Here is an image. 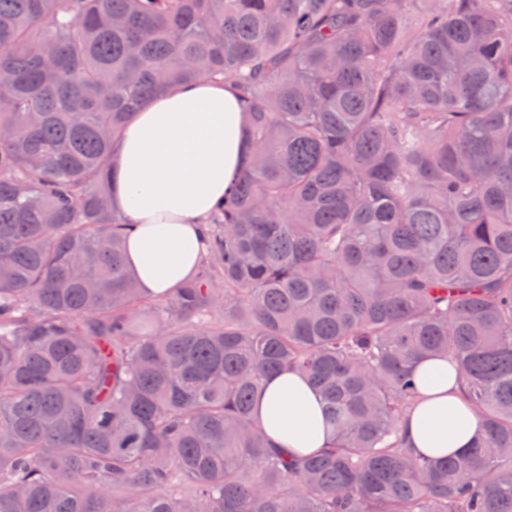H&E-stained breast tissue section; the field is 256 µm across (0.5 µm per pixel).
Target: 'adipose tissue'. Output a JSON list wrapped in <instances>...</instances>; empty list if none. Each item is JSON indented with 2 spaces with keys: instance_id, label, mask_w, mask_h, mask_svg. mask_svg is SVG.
<instances>
[{
  "instance_id": "1",
  "label": "adipose tissue",
  "mask_w": 512,
  "mask_h": 512,
  "mask_svg": "<svg viewBox=\"0 0 512 512\" xmlns=\"http://www.w3.org/2000/svg\"><path fill=\"white\" fill-rule=\"evenodd\" d=\"M242 105L223 82L202 79L147 102L126 127L112 161V205L132 228L125 259L145 297L161 299L192 278L203 224L244 168ZM419 394L402 422L415 453L462 454L478 437L477 419L450 362L415 367ZM270 442L302 456L329 438L315 390L296 371L268 378L254 403Z\"/></svg>"
}]
</instances>
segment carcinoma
Masks as SVG:
<instances>
[{
  "label": "carcinoma",
  "instance_id": "cac0c4a2",
  "mask_svg": "<svg viewBox=\"0 0 512 512\" xmlns=\"http://www.w3.org/2000/svg\"><path fill=\"white\" fill-rule=\"evenodd\" d=\"M0 512H512V0H0ZM214 78L252 153L167 299L114 145ZM480 437L406 447L413 364ZM331 438L293 458L280 370ZM254 415L270 442L289 454L320 451L329 438L318 396L297 371H284L265 381L255 399Z\"/></svg>",
  "mask_w": 512,
  "mask_h": 512
}]
</instances>
